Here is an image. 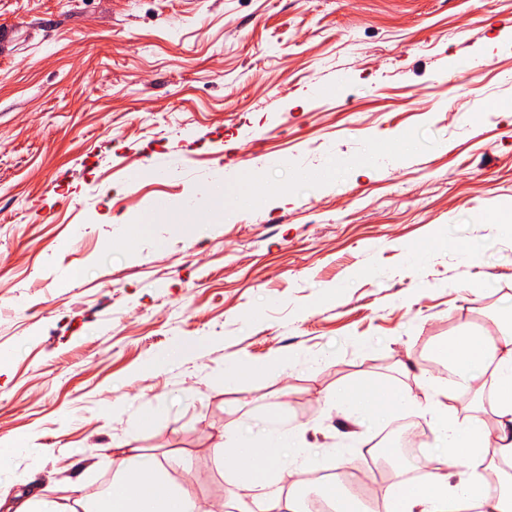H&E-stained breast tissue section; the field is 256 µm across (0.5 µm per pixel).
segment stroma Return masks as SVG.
<instances>
[{
	"mask_svg": "<svg viewBox=\"0 0 512 512\" xmlns=\"http://www.w3.org/2000/svg\"><path fill=\"white\" fill-rule=\"evenodd\" d=\"M511 212L512 0H0V476L90 490L119 439L226 502L225 424L284 413L320 470L433 426L323 398L431 394L512 316Z\"/></svg>",
	"mask_w": 512,
	"mask_h": 512,
	"instance_id": "1",
	"label": "stroma"
}]
</instances>
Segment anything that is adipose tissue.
Instances as JSON below:
<instances>
[{"mask_svg": "<svg viewBox=\"0 0 512 512\" xmlns=\"http://www.w3.org/2000/svg\"><path fill=\"white\" fill-rule=\"evenodd\" d=\"M440 356L451 364L476 394L490 393L495 429H488L481 407L470 408L463 418L449 419L448 406L436 397L420 401L402 388L388 391L355 385L329 396L328 405L385 418L389 403L425 406L434 412L445 452L438 467L422 480L402 489L385 488L387 512H462L475 504L480 512H512V324L495 323L478 336L449 339ZM493 366L491 380L479 369ZM300 426L284 427L280 418L267 421L263 431L266 448H289L297 461L296 479L288 488L276 487L270 469L257 453L255 443L234 426L224 428V443L232 451L226 470L238 490L237 512H307L306 483L300 460L304 453L296 438ZM494 471L497 482L488 487L485 471ZM70 495L59 502L33 490L0 493V512H203L190 483L168 480L161 462L145 464L137 453L123 454L116 462L112 487L105 495L88 496L80 482H72Z\"/></svg>", "mask_w": 512, "mask_h": 512, "instance_id": "obj_1", "label": "adipose tissue"}]
</instances>
